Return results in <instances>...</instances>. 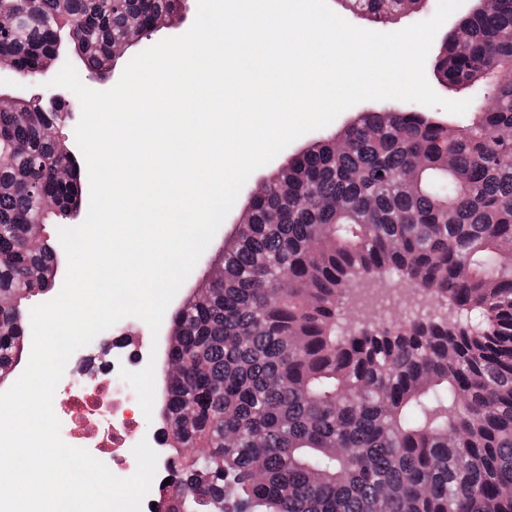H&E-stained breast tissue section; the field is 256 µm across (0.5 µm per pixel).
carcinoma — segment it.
<instances>
[{"label":"carcinoma","instance_id":"carcinoma-1","mask_svg":"<svg viewBox=\"0 0 512 512\" xmlns=\"http://www.w3.org/2000/svg\"><path fill=\"white\" fill-rule=\"evenodd\" d=\"M184 0H0V62L48 64L65 42L112 72L119 37L182 19ZM376 24L427 0H343ZM436 81L470 101L451 126L406 102L357 114L269 175L224 243V279L175 310L165 383L170 483L152 512H512V0H477ZM60 112L0 111V381L54 287L49 239L81 173L55 178ZM288 184V193L279 183ZM390 279L448 318L347 322L357 283Z\"/></svg>","mask_w":512,"mask_h":512}]
</instances>
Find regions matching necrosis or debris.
<instances>
[{"mask_svg": "<svg viewBox=\"0 0 512 512\" xmlns=\"http://www.w3.org/2000/svg\"><path fill=\"white\" fill-rule=\"evenodd\" d=\"M130 361L124 338L113 337L111 364L97 359L83 364L67 363V373L80 371L84 377L56 400L58 417L67 429L70 446L86 449L116 472L129 468L139 422L128 415L126 397L111 386L108 372L127 367Z\"/></svg>", "mask_w": 512, "mask_h": 512, "instance_id": "obj_1", "label": "necrosis or debris"}]
</instances>
